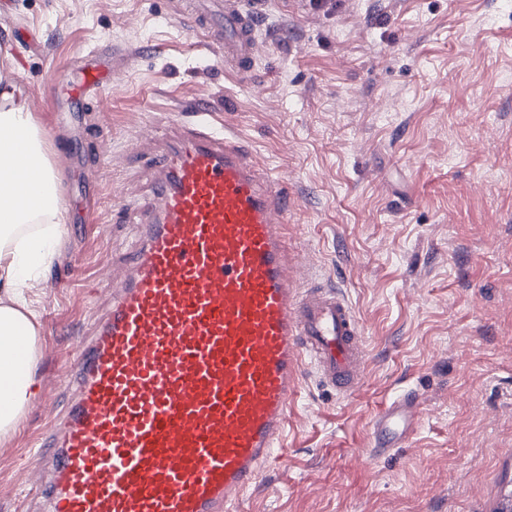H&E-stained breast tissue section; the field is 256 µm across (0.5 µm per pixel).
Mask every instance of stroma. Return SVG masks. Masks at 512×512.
<instances>
[{
    "label": "stroma",
    "mask_w": 512,
    "mask_h": 512,
    "mask_svg": "<svg viewBox=\"0 0 512 512\" xmlns=\"http://www.w3.org/2000/svg\"><path fill=\"white\" fill-rule=\"evenodd\" d=\"M249 78L175 0H0V93L72 159L64 247L36 288L37 397L0 445V512H30L37 443L64 410V357L137 236L147 129L211 108L287 182L299 270L364 328L359 390L307 369L286 437L243 512H512V0H266ZM112 69L69 98L89 53ZM423 412L370 458L401 391ZM422 399L416 390H407L386 403L372 421L371 457L402 448L410 439L421 416Z\"/></svg>",
    "instance_id": "1"
}]
</instances>
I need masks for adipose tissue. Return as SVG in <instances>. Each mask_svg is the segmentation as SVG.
I'll return each instance as SVG.
<instances>
[{
    "instance_id": "1",
    "label": "adipose tissue",
    "mask_w": 512,
    "mask_h": 512,
    "mask_svg": "<svg viewBox=\"0 0 512 512\" xmlns=\"http://www.w3.org/2000/svg\"><path fill=\"white\" fill-rule=\"evenodd\" d=\"M50 148L25 102L0 110V444L9 442L35 398L40 313L29 295L49 272L63 239L51 197Z\"/></svg>"
}]
</instances>
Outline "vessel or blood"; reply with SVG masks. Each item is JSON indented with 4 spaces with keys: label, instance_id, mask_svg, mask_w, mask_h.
Instances as JSON below:
<instances>
[{
    "label": "vessel or blood",
    "instance_id": "1",
    "mask_svg": "<svg viewBox=\"0 0 512 512\" xmlns=\"http://www.w3.org/2000/svg\"><path fill=\"white\" fill-rule=\"evenodd\" d=\"M264 0H190L191 29L248 74ZM132 206L140 235L91 335L29 486L42 512H240L283 444L304 365L360 387L362 324L338 289L293 281L287 183L209 109L177 121ZM417 391L372 421L370 456L403 447Z\"/></svg>",
    "mask_w": 512,
    "mask_h": 512
}]
</instances>
